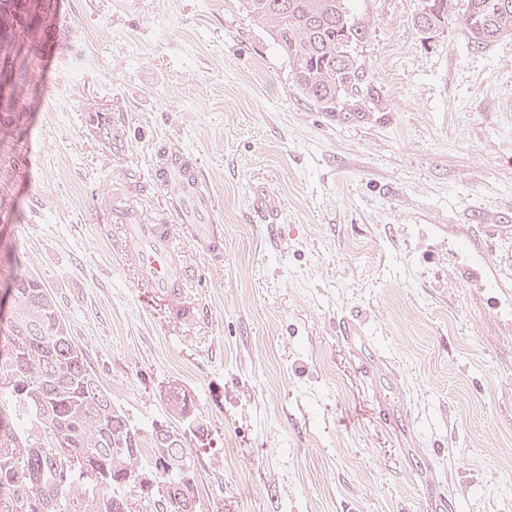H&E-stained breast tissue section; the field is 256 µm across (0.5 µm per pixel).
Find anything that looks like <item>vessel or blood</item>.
I'll list each match as a JSON object with an SVG mask.
<instances>
[{
    "instance_id": "obj_1",
    "label": "vessel or blood",
    "mask_w": 512,
    "mask_h": 512,
    "mask_svg": "<svg viewBox=\"0 0 512 512\" xmlns=\"http://www.w3.org/2000/svg\"><path fill=\"white\" fill-rule=\"evenodd\" d=\"M175 181L180 183L182 192L171 202L172 223H145L121 203L112 208V221L121 230L113 244L116 254L132 268L138 288L154 303L166 307L182 298L196 275L174 243L175 230H182L204 257L215 261L224 256L218 203L184 153L172 148L167 151L163 166L155 171V185L167 191Z\"/></svg>"
}]
</instances>
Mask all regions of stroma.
I'll return each mask as SVG.
<instances>
[{"label": "stroma", "instance_id": "obj_1", "mask_svg": "<svg viewBox=\"0 0 512 512\" xmlns=\"http://www.w3.org/2000/svg\"><path fill=\"white\" fill-rule=\"evenodd\" d=\"M30 92L0 49V248L52 292L141 426L185 393L196 512H427L425 475L375 419L382 393L458 512H512V36L425 38L420 0H352L374 98L334 117L240 0H56ZM182 149L224 258L190 244L181 320L148 309L103 224L114 195L169 221L150 175ZM277 202L274 222L258 197ZM361 311L364 342L339 338ZM387 359L398 378L366 382Z\"/></svg>", "mask_w": 512, "mask_h": 512}]
</instances>
